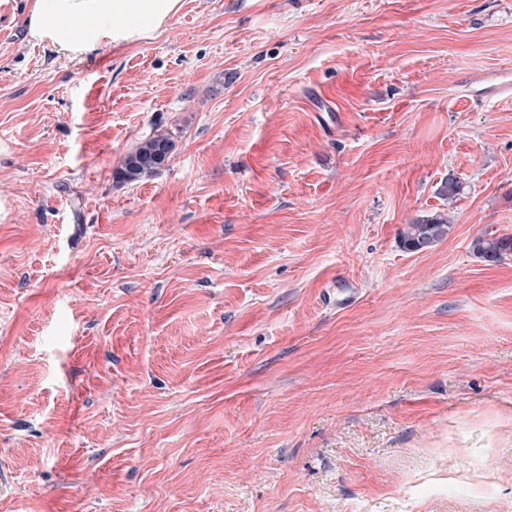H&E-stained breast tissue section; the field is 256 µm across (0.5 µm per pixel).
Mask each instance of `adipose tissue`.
Returning a JSON list of instances; mask_svg holds the SVG:
<instances>
[{"label": "adipose tissue", "mask_w": 512, "mask_h": 512, "mask_svg": "<svg viewBox=\"0 0 512 512\" xmlns=\"http://www.w3.org/2000/svg\"><path fill=\"white\" fill-rule=\"evenodd\" d=\"M181 0H31L27 36L78 54L101 43H131L167 26Z\"/></svg>", "instance_id": "obj_1"}]
</instances>
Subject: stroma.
<instances>
[{"label":"stroma","mask_w":512,"mask_h":512,"mask_svg":"<svg viewBox=\"0 0 512 512\" xmlns=\"http://www.w3.org/2000/svg\"><path fill=\"white\" fill-rule=\"evenodd\" d=\"M28 7L0 0V512H512V254L471 246L512 235V0H182L78 55ZM168 143L172 142L165 136L150 137L142 141L124 158L118 178L126 182L138 181L158 169L169 157ZM449 225L447 217L442 214L416 220L401 231L400 245L412 252L430 248L448 235ZM474 252L486 262L495 263L501 261L512 253V236L484 238L483 236L473 241Z\"/></svg>","instance_id":"1"}]
</instances>
